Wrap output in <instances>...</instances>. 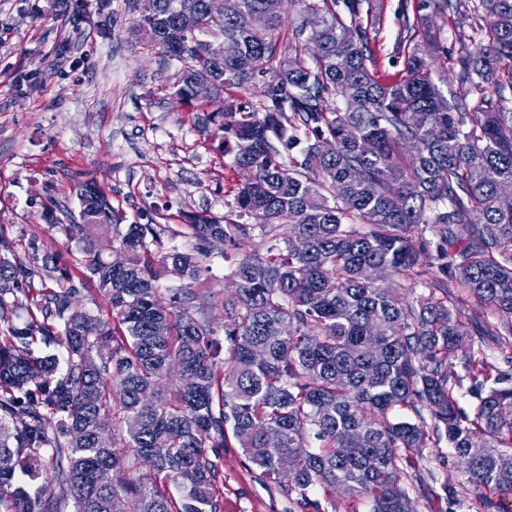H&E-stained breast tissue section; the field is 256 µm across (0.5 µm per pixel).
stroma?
I'll use <instances>...</instances> for the list:
<instances>
[{
  "mask_svg": "<svg viewBox=\"0 0 512 512\" xmlns=\"http://www.w3.org/2000/svg\"><path fill=\"white\" fill-rule=\"evenodd\" d=\"M368 19L379 79L404 72L399 44L402 0H373ZM86 17L64 0H0V236L16 255L34 257L35 276L22 289L75 288L76 304L109 317L108 298L77 264L64 231L79 221L77 182L94 180L128 223L167 227L165 247L188 248L189 214L224 216L245 177L217 149L208 105L175 94L178 63L137 29V0H85ZM443 47L432 76L445 97L462 92L447 77L459 47L456 17L438 16ZM53 268H45L46 256ZM216 463L224 512H302L285 487L269 483L241 448L220 450ZM421 470L424 480L410 479ZM401 483L414 512H484L447 442L424 452L419 467L402 465Z\"/></svg>",
  "mask_w": 512,
  "mask_h": 512,
  "instance_id": "1",
  "label": "stroma"
}]
</instances>
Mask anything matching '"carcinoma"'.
<instances>
[{"label":"carcinoma","instance_id":"1","mask_svg":"<svg viewBox=\"0 0 512 512\" xmlns=\"http://www.w3.org/2000/svg\"><path fill=\"white\" fill-rule=\"evenodd\" d=\"M147 0L139 20L162 57L180 63L176 95L207 104L193 81L213 70L224 105L219 148L250 173L234 211L188 218L191 248H163L162 224H125L93 181L76 187L94 222L67 224L82 267L110 300L112 321L75 305L74 289L26 297L30 319L0 331V508L58 512H221L211 456L229 437L288 494L321 512L318 492L363 500L368 512H412L402 457L419 462L441 439L467 482L489 491L485 512L512 498V386L492 377L484 347H512V0H419L402 6L405 71L376 76L364 26L367 0H296L293 35L322 26L318 42L277 71L255 109L227 94L277 55L283 19L268 0ZM182 9L201 30L177 38ZM473 20L484 39L460 43L449 100L432 78L440 51L433 17ZM222 38L224 59L208 39ZM324 141L335 149L321 150ZM290 235L280 240V224ZM427 225L448 262L424 264ZM111 234L125 254L98 251ZM230 263L236 296L224 334L192 285L201 262ZM161 266L186 286L161 289ZM373 266L421 284L412 299L365 277ZM30 268L0 237V308ZM473 300L495 321L468 327ZM463 350L473 417L454 396L462 379L448 354ZM173 364L179 382L167 383ZM495 385H488L489 381ZM412 419H392L397 408ZM179 489L176 498L170 486Z\"/></svg>","mask_w":512,"mask_h":512}]
</instances>
